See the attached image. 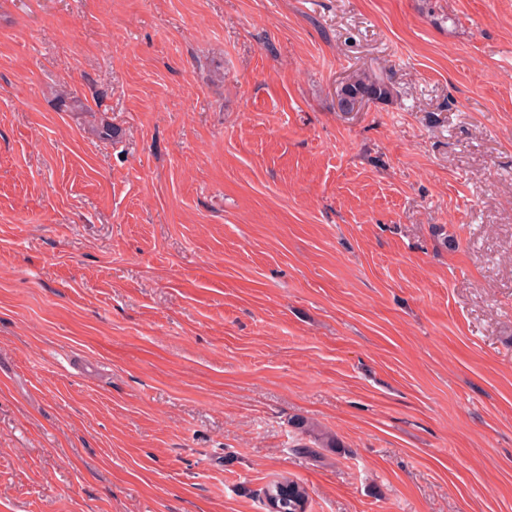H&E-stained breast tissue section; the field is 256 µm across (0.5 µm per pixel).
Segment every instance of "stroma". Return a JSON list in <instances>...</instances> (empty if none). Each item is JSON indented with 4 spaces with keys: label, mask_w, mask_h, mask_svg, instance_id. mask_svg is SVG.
<instances>
[{
    "label": "stroma",
    "mask_w": 512,
    "mask_h": 512,
    "mask_svg": "<svg viewBox=\"0 0 512 512\" xmlns=\"http://www.w3.org/2000/svg\"><path fill=\"white\" fill-rule=\"evenodd\" d=\"M283 477L512 512V0H0V512ZM390 94L391 88L383 74L363 73L340 89L338 105L351 104L358 98H365L367 101L383 100ZM293 426L301 435L313 438V441H310L313 446L306 443L298 445V448H305L311 454H314L315 450L310 448H339L342 445L336 434L318 429L313 423L303 418H296Z\"/></svg>",
    "instance_id": "1"
}]
</instances>
